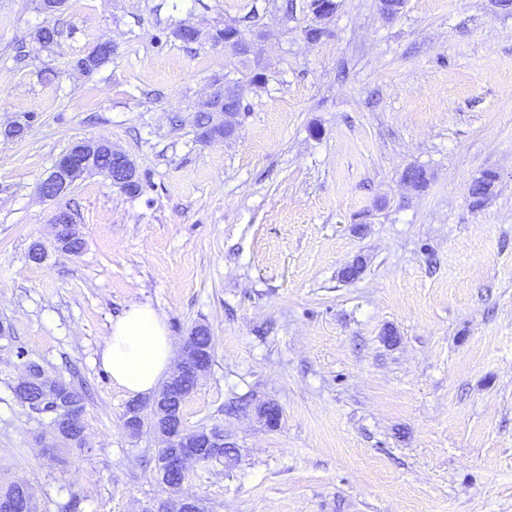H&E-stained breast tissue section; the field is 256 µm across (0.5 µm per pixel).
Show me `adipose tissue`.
I'll return each mask as SVG.
<instances>
[{"label":"adipose tissue","mask_w":512,"mask_h":512,"mask_svg":"<svg viewBox=\"0 0 512 512\" xmlns=\"http://www.w3.org/2000/svg\"><path fill=\"white\" fill-rule=\"evenodd\" d=\"M174 360V341L164 318L140 304L113 320L100 353L113 383L132 396L154 391Z\"/></svg>","instance_id":"adipose-tissue-1"}]
</instances>
